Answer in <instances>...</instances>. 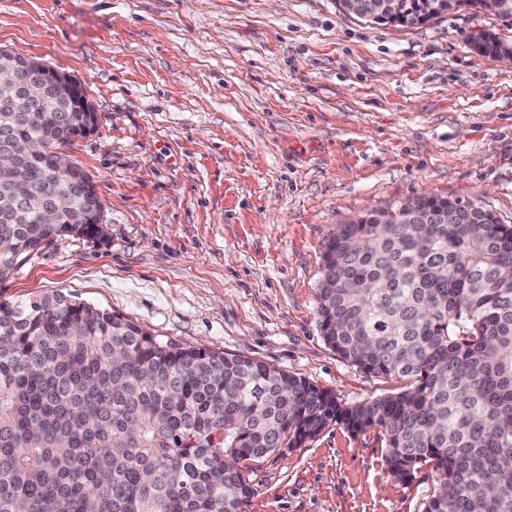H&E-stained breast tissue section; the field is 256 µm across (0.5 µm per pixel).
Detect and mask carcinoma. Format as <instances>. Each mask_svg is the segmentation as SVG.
<instances>
[{
	"label": "carcinoma",
	"mask_w": 512,
	"mask_h": 512,
	"mask_svg": "<svg viewBox=\"0 0 512 512\" xmlns=\"http://www.w3.org/2000/svg\"><path fill=\"white\" fill-rule=\"evenodd\" d=\"M386 4L370 23L424 24L475 0ZM481 55L507 40L484 29ZM83 116L48 88L0 101V152L53 151ZM28 187L16 204L13 185ZM57 223L38 211L57 200ZM96 196L38 161L0 173V275L42 242L90 236ZM316 315L325 342L400 391L341 404L307 379L244 355L163 341L56 291L0 301V512H248L240 463L300 448L332 423L375 429L391 475L425 466L424 512H512V225L433 195L360 215L325 240Z\"/></svg>",
	"instance_id": "carcinoma-1"
}]
</instances>
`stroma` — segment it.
<instances>
[{
  "mask_svg": "<svg viewBox=\"0 0 512 512\" xmlns=\"http://www.w3.org/2000/svg\"><path fill=\"white\" fill-rule=\"evenodd\" d=\"M497 14L374 24L336 0H0V50L79 82L95 132L63 146L97 237L43 242L0 299L61 290L163 340L241 354L355 404L401 381L344 361L315 312L337 225L431 193L512 224V66ZM377 430L333 424L255 463L248 512H423ZM477 37H484L485 39L482 42V49L479 53L482 56L494 57L496 58L499 53V49L504 44H512L508 40L502 39L497 34L493 32L486 31L485 29H480L477 33L472 34L470 38V42L473 41ZM498 58L505 60L509 63H512V46H506L500 50L498 54Z\"/></svg>",
  "mask_w": 512,
  "mask_h": 512,
  "instance_id": "35a3bbf8",
  "label": "stroma"
}]
</instances>
